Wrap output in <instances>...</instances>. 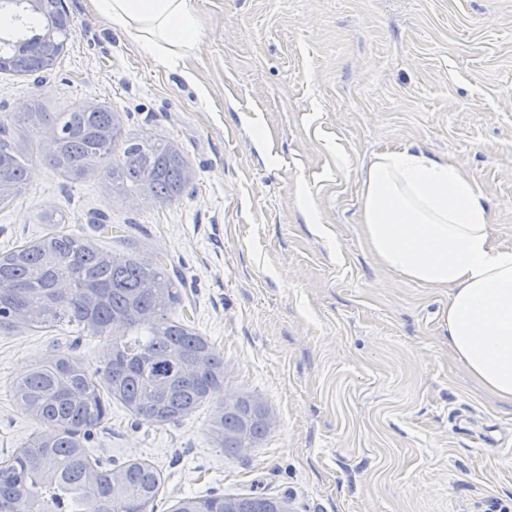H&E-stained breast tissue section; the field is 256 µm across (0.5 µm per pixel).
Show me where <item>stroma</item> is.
<instances>
[{
  "label": "stroma",
  "mask_w": 512,
  "mask_h": 512,
  "mask_svg": "<svg viewBox=\"0 0 512 512\" xmlns=\"http://www.w3.org/2000/svg\"><path fill=\"white\" fill-rule=\"evenodd\" d=\"M182 61L160 64L95 10L66 0L75 32L56 64L0 73V125L28 158L0 203V255L61 230L178 275L185 320L224 357V391L260 400L271 429L221 448L222 399L180 421L120 403L83 436L96 461L162 476L155 512L191 495L264 494L288 512H486L512 502V405L448 350V294L380 265L362 233V176L408 148L471 171L512 246V0H192ZM105 104L131 135L171 141L192 179L150 206L101 169L72 179L46 159L39 105ZM317 223H308L303 203ZM93 369L103 343L60 324L0 332V459L40 429L12 385L55 352Z\"/></svg>",
  "instance_id": "35a3bbf8"
}]
</instances>
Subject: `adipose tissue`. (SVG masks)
Wrapping results in <instances>:
<instances>
[{"label":"adipose tissue","instance_id":"ef3b65f1","mask_svg":"<svg viewBox=\"0 0 512 512\" xmlns=\"http://www.w3.org/2000/svg\"><path fill=\"white\" fill-rule=\"evenodd\" d=\"M162 63L200 34L191 0H94ZM362 230L384 267L448 293V348L469 377L512 405V247L491 238L492 211L468 171L406 149L376 155L362 180Z\"/></svg>","mask_w":512,"mask_h":512}]
</instances>
